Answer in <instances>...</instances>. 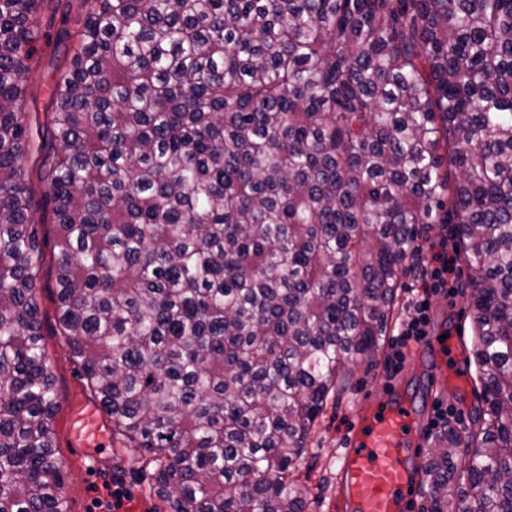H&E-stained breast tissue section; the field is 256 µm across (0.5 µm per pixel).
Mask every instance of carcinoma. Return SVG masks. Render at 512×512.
<instances>
[{
  "label": "carcinoma",
  "instance_id": "1",
  "mask_svg": "<svg viewBox=\"0 0 512 512\" xmlns=\"http://www.w3.org/2000/svg\"><path fill=\"white\" fill-rule=\"evenodd\" d=\"M60 2L0 0V512H64L46 249L166 512H305L307 435L429 224L472 271L485 407L436 435L428 512H512V0H78L36 128ZM61 25L56 24L55 26H49L47 19L43 21L42 32L46 34L40 42L36 45L38 52L36 57L39 60V72L41 73L40 81L36 83H30L29 85V99L32 100V96L37 100V107L40 112V120L44 121V112L49 102L50 86L52 83V77L56 69V65L63 58V52L65 48L69 51L71 45L70 42L60 43L58 37V31Z\"/></svg>",
  "mask_w": 512,
  "mask_h": 512
}]
</instances>
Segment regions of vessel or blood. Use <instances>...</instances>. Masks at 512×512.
Instances as JSON below:
<instances>
[{"instance_id": "b4317fda", "label": "vessel or blood", "mask_w": 512, "mask_h": 512, "mask_svg": "<svg viewBox=\"0 0 512 512\" xmlns=\"http://www.w3.org/2000/svg\"><path fill=\"white\" fill-rule=\"evenodd\" d=\"M416 410L395 400L372 415H357L339 458L338 490L352 512H409L419 483Z\"/></svg>"}]
</instances>
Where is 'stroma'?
<instances>
[{
    "instance_id": "35a3bbf8",
    "label": "stroma",
    "mask_w": 512,
    "mask_h": 512,
    "mask_svg": "<svg viewBox=\"0 0 512 512\" xmlns=\"http://www.w3.org/2000/svg\"><path fill=\"white\" fill-rule=\"evenodd\" d=\"M37 45L40 81L30 84L29 94L37 101L38 109L49 102L50 86L56 66L65 50L58 29L47 26ZM471 270L464 258L455 264L456 291L454 296H432L429 312V334L437 343L431 347H409L398 372H390L387 361L394 351L401 322L410 315L412 302L421 290L418 268H409L402 279L399 296V318L391 322L383 348L373 363L352 365L345 388L331 394L320 419L310 430L303 463L298 472L306 494V512H343L336 499V461L345 439L352 429L358 409L365 403H385L387 385L399 386L403 397L416 401L419 410V433L423 439L422 453H429L434 433L430 421L436 405L442 404L462 412L471 419L480 403V384L476 368L467 364L466 356L472 347L473 312L470 308ZM53 271L43 266L38 292L42 319L43 343L55 377L60 408L55 418L57 450L64 463L66 512H90L96 488L116 480L126 492L121 512H163L156 496L149 492L151 469L128 456L117 455L111 435H103L100 446L78 444L73 434V412L82 405H91L89 391L78 372V365L64 336L56 328ZM442 374L444 381L430 388L432 373Z\"/></svg>"
}]
</instances>
